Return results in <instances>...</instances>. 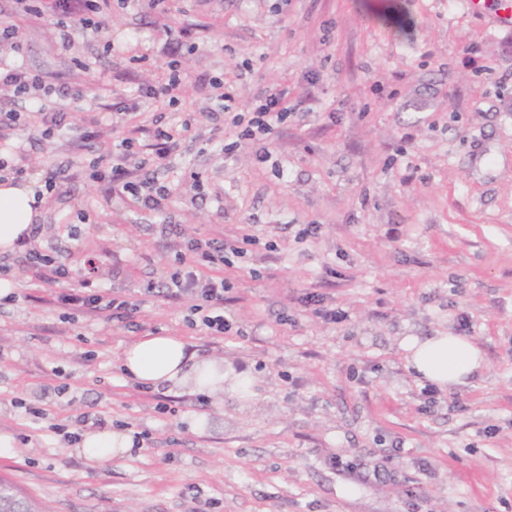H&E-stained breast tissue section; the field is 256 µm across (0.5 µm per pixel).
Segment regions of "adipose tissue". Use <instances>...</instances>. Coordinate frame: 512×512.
Listing matches in <instances>:
<instances>
[{"label": "adipose tissue", "mask_w": 512, "mask_h": 512, "mask_svg": "<svg viewBox=\"0 0 512 512\" xmlns=\"http://www.w3.org/2000/svg\"><path fill=\"white\" fill-rule=\"evenodd\" d=\"M35 185L11 178L0 182V252L15 251L28 238L41 216ZM407 363L436 387L448 389L468 384L482 370L481 350L469 339L446 334L405 339ZM121 367L132 382L159 388H194L220 391L228 376L223 362L200 358L182 337L149 333L130 342ZM132 445L122 432H86L78 450L90 464L124 457Z\"/></svg>", "instance_id": "1"}]
</instances>
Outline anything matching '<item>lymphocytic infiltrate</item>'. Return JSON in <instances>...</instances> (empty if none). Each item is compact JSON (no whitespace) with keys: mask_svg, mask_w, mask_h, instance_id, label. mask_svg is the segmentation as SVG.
<instances>
[{"mask_svg":"<svg viewBox=\"0 0 512 512\" xmlns=\"http://www.w3.org/2000/svg\"><path fill=\"white\" fill-rule=\"evenodd\" d=\"M110 0H15L16 9L22 15L52 20L62 44H69L71 33L76 28L101 29L100 18L104 6ZM0 84L10 87L18 100L35 101L44 97L67 98L72 94L70 86L51 85L42 76L16 67L0 71ZM288 91L276 85L267 88L259 98V104L249 119V127L264 135L276 134L288 118ZM36 125L41 140L53 142L67 131L65 115L61 112L37 110L34 113L0 110V141L14 136L27 125ZM126 150L119 164L110 171L111 183L121 185L128 193L133 206L161 211L162 202L168 196L166 187L156 185L153 179L141 176L143 162L134 149L133 142H126ZM226 243L214 238L206 243L190 241L178 253V269L171 273L166 291L167 297L178 298L185 294L199 297L209 303L212 312L204 316L202 323L208 329L223 333L227 327L224 316V294L227 283L219 271L228 260ZM25 259L32 276L39 282L58 285L55 295L57 304L82 313L97 315L108 321H117L130 326L140 310V301L125 297L106 298L100 291L96 276L89 275L70 287H61L62 279L69 276L66 258L46 254L37 248H28Z\"/></svg>","mask_w":512,"mask_h":512,"instance_id":"obj_1","label":"lymphocytic infiltrate"}]
</instances>
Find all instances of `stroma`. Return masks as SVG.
<instances>
[{"instance_id":"1","label":"stroma","mask_w":512,"mask_h":512,"mask_svg":"<svg viewBox=\"0 0 512 512\" xmlns=\"http://www.w3.org/2000/svg\"><path fill=\"white\" fill-rule=\"evenodd\" d=\"M164 23L191 26L193 49L163 52ZM20 25L0 67L74 90L48 100L69 135L18 154L65 173L34 243L80 248L102 292L142 306L127 328L59 306L54 286L5 282L0 477L39 512H512V30L465 0H171L163 16L111 0L104 29L67 48L44 20ZM173 59L177 103L141 121L162 116L180 145L160 159L137 138L169 191L158 213L91 173L117 161L124 107ZM213 77L238 113L273 84L294 113L243 136L216 113ZM88 112L99 135L74 148ZM246 233L256 244L224 268V335L188 326L195 297L146 295L183 241ZM439 332L472 340L485 366L430 396L402 342ZM148 333L247 372L250 397L131 382L120 356ZM81 413L140 449L89 465L53 430Z\"/></svg>"}]
</instances>
